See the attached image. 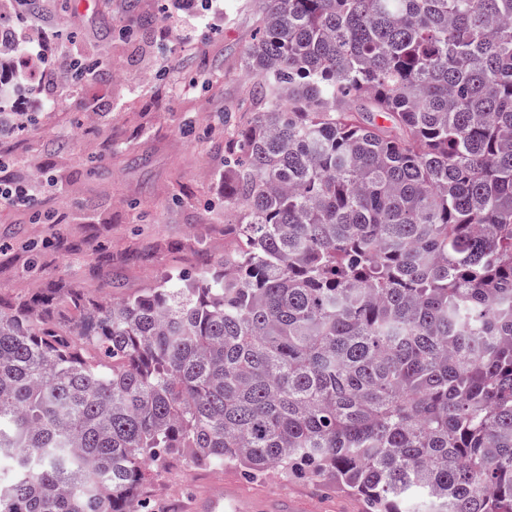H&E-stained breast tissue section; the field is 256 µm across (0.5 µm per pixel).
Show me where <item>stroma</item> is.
I'll use <instances>...</instances> for the list:
<instances>
[{"mask_svg":"<svg viewBox=\"0 0 512 512\" xmlns=\"http://www.w3.org/2000/svg\"><path fill=\"white\" fill-rule=\"evenodd\" d=\"M260 0H32L19 13L0 0L17 56L38 28L59 33L64 54L99 62L78 88L18 68L0 98V156L32 199L0 204V300L51 288L88 299L126 297L171 270L196 272L235 241L224 222V127L250 88L239 59L255 37ZM152 18L148 30L140 20ZM255 495L312 501L316 512H367L335 483L211 468L189 461L149 472L157 512H191L212 483Z\"/></svg>","mask_w":512,"mask_h":512,"instance_id":"35a3bbf8","label":"stroma"}]
</instances>
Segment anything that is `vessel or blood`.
Returning a JSON list of instances; mask_svg holds the SVG:
<instances>
[{
	"label": "vessel or blood",
	"instance_id": "b4317fda",
	"mask_svg": "<svg viewBox=\"0 0 512 512\" xmlns=\"http://www.w3.org/2000/svg\"><path fill=\"white\" fill-rule=\"evenodd\" d=\"M194 512H310V504L296 499H258L243 493L236 482L224 481L211 485L198 496Z\"/></svg>",
	"mask_w": 512,
	"mask_h": 512
}]
</instances>
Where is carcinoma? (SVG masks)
<instances>
[{
	"mask_svg": "<svg viewBox=\"0 0 512 512\" xmlns=\"http://www.w3.org/2000/svg\"><path fill=\"white\" fill-rule=\"evenodd\" d=\"M224 139L237 245L0 301V512H154L180 453L368 512H512V0H265Z\"/></svg>",
	"mask_w": 512,
	"mask_h": 512,
	"instance_id": "1",
	"label": "carcinoma"
}]
</instances>
